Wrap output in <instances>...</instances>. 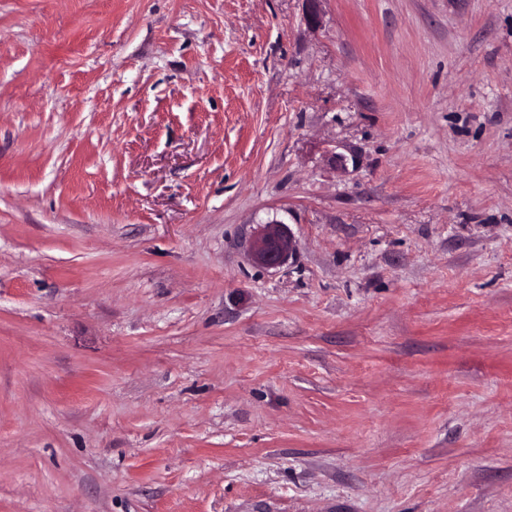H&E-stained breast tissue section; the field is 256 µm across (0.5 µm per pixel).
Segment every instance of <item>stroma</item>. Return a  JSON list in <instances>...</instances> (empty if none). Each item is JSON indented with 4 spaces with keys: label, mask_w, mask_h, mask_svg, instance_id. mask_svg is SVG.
Masks as SVG:
<instances>
[{
    "label": "stroma",
    "mask_w": 512,
    "mask_h": 512,
    "mask_svg": "<svg viewBox=\"0 0 512 512\" xmlns=\"http://www.w3.org/2000/svg\"><path fill=\"white\" fill-rule=\"evenodd\" d=\"M0 512H512V0H0ZM264 229L253 239V259L267 268L281 266L295 250V241L280 221L264 223Z\"/></svg>",
    "instance_id": "obj_1"
}]
</instances>
